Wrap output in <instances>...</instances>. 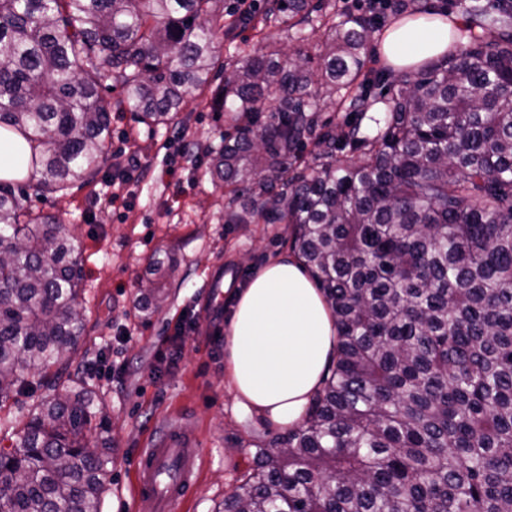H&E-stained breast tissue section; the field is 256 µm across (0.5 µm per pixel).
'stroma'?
Here are the masks:
<instances>
[{
	"label": "stroma",
	"instance_id": "1",
	"mask_svg": "<svg viewBox=\"0 0 512 512\" xmlns=\"http://www.w3.org/2000/svg\"><path fill=\"white\" fill-rule=\"evenodd\" d=\"M111 106V145L98 177L25 205L54 215L82 246L80 301L85 331L77 352L52 367L48 385L64 391L92 379L108 416L112 485L102 512H136L134 458L176 432L201 449L198 481L179 512H220L225 493L251 465L277 425L243 413L225 377L224 336L234 288L266 263L293 256L284 224H228L224 189L207 172V145L224 129L210 90L186 94L173 124L148 127L119 107L120 87L101 91ZM148 167L129 168L128 155ZM128 177L126 206H110L112 179ZM174 253L179 267L155 314L134 310L149 263ZM189 329L179 365L158 370L178 325Z\"/></svg>",
	"mask_w": 512,
	"mask_h": 512
}]
</instances>
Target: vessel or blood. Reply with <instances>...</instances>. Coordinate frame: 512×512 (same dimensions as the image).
I'll use <instances>...</instances> for the list:
<instances>
[{"mask_svg":"<svg viewBox=\"0 0 512 512\" xmlns=\"http://www.w3.org/2000/svg\"><path fill=\"white\" fill-rule=\"evenodd\" d=\"M197 449L180 435L153 448L139 449L134 463L135 500L148 512H177L198 478Z\"/></svg>","mask_w":512,"mask_h":512,"instance_id":"vessel-or-blood-1","label":"vessel or blood"}]
</instances>
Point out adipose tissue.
Wrapping results in <instances>:
<instances>
[{"mask_svg": "<svg viewBox=\"0 0 512 512\" xmlns=\"http://www.w3.org/2000/svg\"><path fill=\"white\" fill-rule=\"evenodd\" d=\"M451 21L421 16L397 23L379 51L394 68L446 53ZM336 323L320 290L295 259L256 271L234 294L227 325L226 372L239 409L293 427L321 387L336 348Z\"/></svg>", "mask_w": 512, "mask_h": 512, "instance_id": "adipose-tissue-1", "label": "adipose tissue"}]
</instances>
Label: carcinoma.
Here are the masks:
<instances>
[{
    "instance_id": "cac0c4a2",
    "label": "carcinoma",
    "mask_w": 512,
    "mask_h": 512,
    "mask_svg": "<svg viewBox=\"0 0 512 512\" xmlns=\"http://www.w3.org/2000/svg\"><path fill=\"white\" fill-rule=\"evenodd\" d=\"M262 23L297 48L268 42L212 90L229 130L209 175L224 223L291 227L338 342L303 420L256 449L224 512H512V0H473L412 73L367 69L384 20L330 0H267ZM249 26L224 0H0V127L31 149L24 184L0 179V402L36 398L0 448V512H100L112 457L92 384L37 394L84 334L81 247L23 200L97 177L104 82L167 126L209 86L217 39ZM354 88V119L319 122ZM176 271L152 262L147 308Z\"/></svg>"
}]
</instances>
